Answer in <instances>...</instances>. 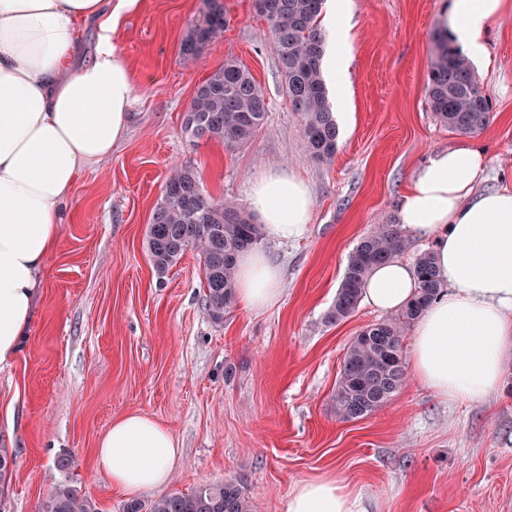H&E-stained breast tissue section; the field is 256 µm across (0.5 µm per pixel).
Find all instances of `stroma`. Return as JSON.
<instances>
[{
  "instance_id": "35a3bbf8",
  "label": "stroma",
  "mask_w": 512,
  "mask_h": 512,
  "mask_svg": "<svg viewBox=\"0 0 512 512\" xmlns=\"http://www.w3.org/2000/svg\"><path fill=\"white\" fill-rule=\"evenodd\" d=\"M451 0H351L353 58L331 163L310 159L267 20L253 0H224L227 25L192 61L182 38L202 0H134L112 43L137 83L125 138L80 174L49 259L28 335L0 369V445L16 467L0 512H39L70 485L98 512H123L96 463L114 419L150 415L181 450L170 481L142 503L230 479L253 512H285L292 481L333 472L369 512H512V358L484 401L445 400L408 378L385 406L338 419L336 381L352 339L380 313L358 305L332 322L348 256L434 153L464 142L489 159L477 191L512 187V9L489 25L474 67L492 104L489 126L462 136L436 120L426 82L435 27ZM234 58L261 85L265 123L248 144L190 141L181 131L195 88ZM194 167L208 196L246 203L253 179L277 170L308 186L306 236L262 241L280 265L279 301L235 303L222 322L205 305L200 258L187 250L160 276L148 226L173 165Z\"/></svg>"
}]
</instances>
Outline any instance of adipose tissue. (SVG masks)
<instances>
[{"mask_svg":"<svg viewBox=\"0 0 512 512\" xmlns=\"http://www.w3.org/2000/svg\"><path fill=\"white\" fill-rule=\"evenodd\" d=\"M507 0H453V34L473 60L485 55L488 24ZM348 0H326L324 78L342 97L353 46ZM96 19L91 60L77 62V25ZM105 0H0V367L17 357L32 321L42 272L54 252L63 207L84 168L109 157L126 135L136 85L112 45ZM488 158L477 147L439 151L418 169L399 205L404 232L431 242L445 285L417 320L409 355L414 378L450 400L480 402L498 390L512 356V189L476 193ZM248 202L265 237L302 239L312 201L303 180L269 172ZM418 289L414 269L377 266L363 290L378 311L400 310ZM281 271L261 249L237 261V296L247 307L278 302ZM181 450L153 417L131 412L99 440L97 465L113 489L136 494L168 483ZM286 512H367L362 492L333 473L289 487Z\"/></svg>","mask_w":512,"mask_h":512,"instance_id":"obj_1","label":"adipose tissue"}]
</instances>
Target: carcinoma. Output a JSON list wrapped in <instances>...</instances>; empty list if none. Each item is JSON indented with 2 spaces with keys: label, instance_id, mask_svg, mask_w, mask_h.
<instances>
[{
  "label": "carcinoma",
  "instance_id": "cac0c4a2",
  "mask_svg": "<svg viewBox=\"0 0 512 512\" xmlns=\"http://www.w3.org/2000/svg\"><path fill=\"white\" fill-rule=\"evenodd\" d=\"M325 0H254L269 25L292 111L301 118V133L309 157L331 162L337 151L339 128L322 70L327 35L320 25ZM227 18L219 0H203V8L188 27L180 52L184 59L199 57ZM426 95L432 112L449 131L468 135L484 130L491 108L471 62L453 39L437 42ZM267 104L250 70L234 58L224 60L201 82L184 115L182 133L192 140H220L233 148L251 142L263 126ZM262 240L260 225L246 208L206 195L197 171L176 166L153 213L147 246L155 271L163 275L192 249L202 261L205 300L216 322L235 302L236 259ZM409 242L401 225L377 224L354 247L328 319L349 317L358 307L373 269L404 254ZM418 291L395 315L366 326L350 343L336 383V414L345 421L364 418L391 401L406 380L403 359L405 331L443 290L432 251L414 258ZM16 457L0 448V495L12 480ZM41 512H97L87 497L70 486L48 496ZM125 512H252L243 483L199 487L190 493L171 492L145 506L137 500Z\"/></svg>",
  "mask_w": 512,
  "mask_h": 512
}]
</instances>
